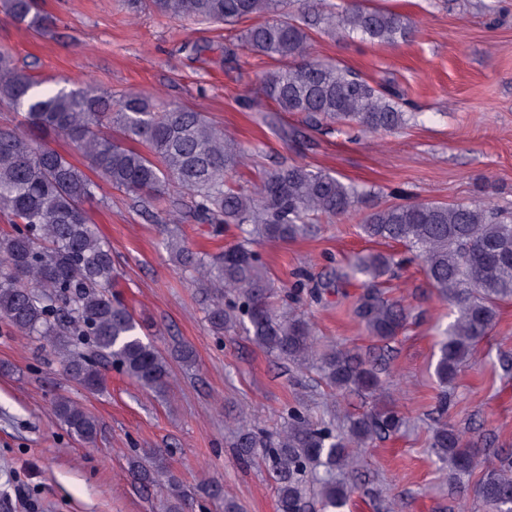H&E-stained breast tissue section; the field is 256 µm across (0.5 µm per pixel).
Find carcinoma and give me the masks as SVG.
Segmentation results:
<instances>
[{
    "instance_id": "cac0c4a2",
    "label": "carcinoma",
    "mask_w": 512,
    "mask_h": 512,
    "mask_svg": "<svg viewBox=\"0 0 512 512\" xmlns=\"http://www.w3.org/2000/svg\"><path fill=\"white\" fill-rule=\"evenodd\" d=\"M149 6L175 22L252 21L241 33L242 46L277 62L259 76L255 99L303 116V125L280 130L292 144L308 143L307 128L390 133L418 117L390 85L372 83L312 51L318 33L374 44L406 42L413 24L400 13L362 0H149ZM0 7L15 24L37 33L55 25L36 0H0ZM41 84L0 48V106L15 116L13 126L0 127V217L10 226L0 232L1 324L50 345L66 374L90 392L104 387L110 368L145 390L166 392L168 358L143 339L142 325L110 293L112 249L88 215L89 207L105 203L106 184L133 195L160 224L166 249L201 289L213 333L240 328L275 356L300 369L316 368L339 395L374 397L381 391L376 367L361 355L315 349L312 325L298 305L319 291L299 278L277 304L278 291L255 249L262 241L293 240L315 224L356 212L370 191L306 164L283 162L263 170L253 189L245 190L233 176L256 165V152L204 113L148 93L114 99L91 85L68 90ZM50 135L66 139L87 169L50 147ZM189 219L209 225L217 236L232 225L239 239L217 253L195 251L170 228ZM360 227L371 240L401 243L423 263L438 296L457 309L435 367L443 410L448 383L495 325L500 305L512 301V214L489 196L472 202L406 200L372 208ZM402 263L392 253L369 251L336 274L362 281L356 316L384 344L404 329L409 312L377 285L394 278ZM51 406L71 435L95 444L99 423L83 406L64 396ZM405 424L388 403L338 426L313 420L298 405L288 408L287 421L275 432L239 419L234 448L240 460L258 458L267 465L279 512H340L352 489L338 475L353 467L355 449ZM429 449L449 464L451 483L472 476V444L441 417L431 426ZM130 473L140 487L166 491L162 512H184L192 499L181 476L154 449L132 459ZM196 492L222 504L224 512L239 509L224 501V486L216 481ZM474 492L488 512H512V462L485 472Z\"/></svg>"
}]
</instances>
